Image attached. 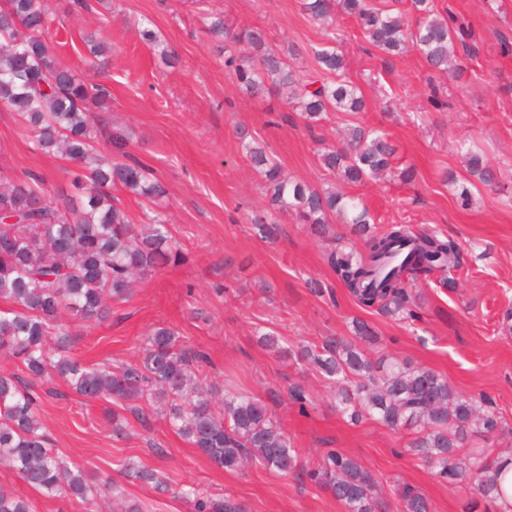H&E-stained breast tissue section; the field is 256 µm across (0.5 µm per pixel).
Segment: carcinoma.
Instances as JSON below:
<instances>
[{
    "mask_svg": "<svg viewBox=\"0 0 512 512\" xmlns=\"http://www.w3.org/2000/svg\"><path fill=\"white\" fill-rule=\"evenodd\" d=\"M316 20L328 21L336 9L356 19L374 50L396 55L413 47L436 73L453 79L449 50L466 46L469 33L453 29L438 16L431 0H410L409 14L377 8L370 0H306ZM207 29L224 42V68L238 88L255 96L271 85L288 89L304 85L291 108L306 129L334 111L357 112L364 96L343 79L344 55L330 46L313 56L326 78L310 81L292 67L287 56L267 47L259 27L234 28L224 13L208 11ZM53 17L46 0H6L0 5V106L15 113L32 149L74 165L78 197L61 203L37 175L14 179L0 170V357L18 362L23 374L0 373V463L29 488L48 497L68 495L89 505L108 498L118 512H145L144 503L129 498L114 483H96L70 464L57 449L38 416L33 386L61 381L87 401H105L112 428L124 429L118 409L144 415L143 407L160 406L167 424L214 465L236 470L249 459L284 475L294 474L327 489L344 512H381L376 482L356 459L330 449L310 468L278 418L243 392L218 394L207 382L205 353L190 347L177 329L154 327L138 356L116 366L86 364L68 354L73 341L70 323L107 320L112 304L125 302L136 286L170 262L184 259L164 201L167 191L149 168L126 151L130 133L96 121L105 111L108 91L85 82L54 55L48 40ZM115 152H102L100 141ZM243 150L265 177L272 210L291 215L324 238L337 218L362 238L364 252L334 248L326 256L336 278L360 304L404 319L418 317L416 283L440 274L442 288H455L452 273L464 256L451 238L416 232L407 224L371 230L367 206L332 185L314 188L282 173L275 157L255 144ZM395 148L377 130L353 126L343 141L319 150L320 166L347 183L375 178L391 169ZM466 172L484 186L496 182L494 169L477 152L465 156ZM121 187L153 210L149 228L139 231L115 203L111 190ZM258 234L274 240L280 232L273 219L256 217ZM264 347L286 353L338 384L336 410L356 424L372 417L391 430L410 426L417 437L408 451L418 455L433 474L470 487L482 498L512 512L504 500L509 458L492 457L482 448L461 459L456 451L468 438L485 440L501 426L487 397H465L447 379L407 361L373 364L356 344L329 338L321 345H280L274 331L261 334ZM125 477L154 489L167 488L161 473L131 459ZM192 512H244L230 496L204 495L194 486L177 491ZM402 512H431L428 498L410 485L397 488ZM0 512H30L26 498L0 488Z\"/></svg>",
    "mask_w": 512,
    "mask_h": 512,
    "instance_id": "cac0c4a2",
    "label": "carcinoma"
}]
</instances>
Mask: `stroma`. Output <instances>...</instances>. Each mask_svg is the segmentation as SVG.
<instances>
[{
	"mask_svg": "<svg viewBox=\"0 0 512 512\" xmlns=\"http://www.w3.org/2000/svg\"><path fill=\"white\" fill-rule=\"evenodd\" d=\"M88 2V9L77 11L72 0H47L62 21L50 39L58 58L83 75L89 55L84 37L105 44L97 63L111 98L102 118L131 132L130 153L165 184V210L186 259L141 283L128 301L113 306L108 321L78 328L73 356L87 363L126 361L154 325L176 327L190 346L207 353L210 380L243 388L266 404L310 465L331 449L358 460L381 486L386 512H401L400 484L423 493L433 512H496L472 490L437 480L420 456L409 453L412 430L341 418L332 407L333 384L262 347L257 333L272 328L288 345H319L332 337L352 339L353 319L367 321L380 338L365 349L372 361H408L443 376L462 395L489 397L505 429L487 446L493 455H512V330L501 324L512 307V0H432L436 13L473 32L461 53L463 69L451 82L433 74L415 51L387 56L367 49L357 21L336 13V47L366 105L360 112L329 113L310 131L293 111L270 124L267 109L282 108L286 91L260 99L241 93L224 71L218 42L198 18L205 7L235 26L264 29L273 48L294 49L292 64L307 75L317 69L311 50L326 31L304 0ZM146 27L175 49L174 64H165L143 40ZM353 125L385 132L396 154L393 172L346 186V193L365 201L376 228L407 224L436 231L455 240L465 257L456 290L422 289L421 319L412 324L355 301L326 262L333 241L286 218L278 239L268 242L249 220L269 205L240 132L267 145L290 178L322 188L329 176L318 165L319 144L336 142ZM469 143L497 169L499 193L480 186L461 198L468 175L460 147ZM0 166L42 177L56 198L76 193L65 162L33 151L4 108ZM406 167L413 171L409 182L398 176ZM310 279L321 281L327 294H312ZM296 383L313 402L304 415L288 397ZM37 391L54 448L97 482L121 483L150 512H191L174 495L186 485L231 496L245 512H343L329 491L296 476L254 464L235 471L216 467L160 416H129L118 436L103 416V402L85 401L62 384ZM130 457L160 470L170 492L124 479L121 466ZM0 486L27 498L31 512H109L76 498L43 496L3 465Z\"/></svg>",
	"mask_w": 512,
	"mask_h": 512,
	"instance_id": "obj_1",
	"label": "stroma"
}]
</instances>
